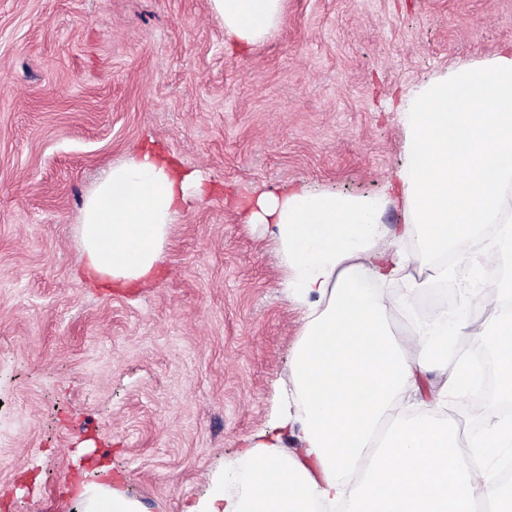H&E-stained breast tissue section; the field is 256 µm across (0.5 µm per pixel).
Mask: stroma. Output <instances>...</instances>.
Segmentation results:
<instances>
[{"instance_id": "1", "label": "stroma", "mask_w": 512, "mask_h": 512, "mask_svg": "<svg viewBox=\"0 0 512 512\" xmlns=\"http://www.w3.org/2000/svg\"><path fill=\"white\" fill-rule=\"evenodd\" d=\"M512 41V0H282L239 51L210 0H0V512H79L88 459L184 512L266 426L298 340L257 195L380 194L400 106ZM152 148L212 188L134 289L78 273L85 201Z\"/></svg>"}]
</instances>
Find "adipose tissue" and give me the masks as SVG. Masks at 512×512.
Here are the masks:
<instances>
[{
  "label": "adipose tissue",
  "mask_w": 512,
  "mask_h": 512,
  "mask_svg": "<svg viewBox=\"0 0 512 512\" xmlns=\"http://www.w3.org/2000/svg\"><path fill=\"white\" fill-rule=\"evenodd\" d=\"M211 8L246 47L277 23L281 0ZM401 118L405 160L388 193L403 224H382L388 194L299 186L250 208L299 305V340L272 420L185 512H505L494 485L512 458L500 412L512 404V45L433 79ZM205 193L199 173L151 149L113 167L84 205L83 275L108 288L150 279L169 224ZM442 284L458 300L426 309L423 292ZM469 345L493 355L494 400L470 399ZM240 458L251 470L233 498Z\"/></svg>",
  "instance_id": "adipose-tissue-1"
}]
</instances>
